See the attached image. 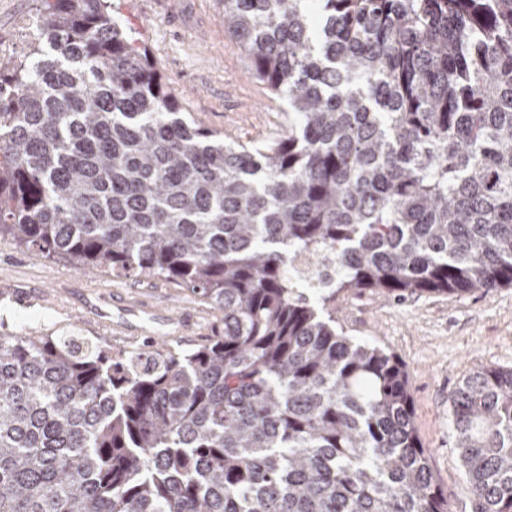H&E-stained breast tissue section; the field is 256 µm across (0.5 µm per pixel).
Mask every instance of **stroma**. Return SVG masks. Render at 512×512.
<instances>
[{"label": "stroma", "instance_id": "stroma-1", "mask_svg": "<svg viewBox=\"0 0 512 512\" xmlns=\"http://www.w3.org/2000/svg\"><path fill=\"white\" fill-rule=\"evenodd\" d=\"M223 9L222 0H112L113 17L147 49L188 119L244 144L286 135V102L257 79L225 33ZM39 15L40 0H0V60L23 59L42 43L19 25ZM335 305L347 336L404 362L415 427L448 512H473L448 397L478 366L512 368V286L400 299L344 288ZM223 329L222 311L162 278L84 273L0 240V333L73 331L125 354L152 341L195 348Z\"/></svg>", "mask_w": 512, "mask_h": 512}]
</instances>
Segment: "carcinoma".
<instances>
[{"mask_svg": "<svg viewBox=\"0 0 512 512\" xmlns=\"http://www.w3.org/2000/svg\"><path fill=\"white\" fill-rule=\"evenodd\" d=\"M41 6L0 64V238L173 280L224 332L0 333V512H448L403 365L331 301L512 286V0H224L288 102L265 146L195 127L108 0ZM449 404L474 512H512V369Z\"/></svg>", "mask_w": 512, "mask_h": 512, "instance_id": "carcinoma-1", "label": "carcinoma"}]
</instances>
